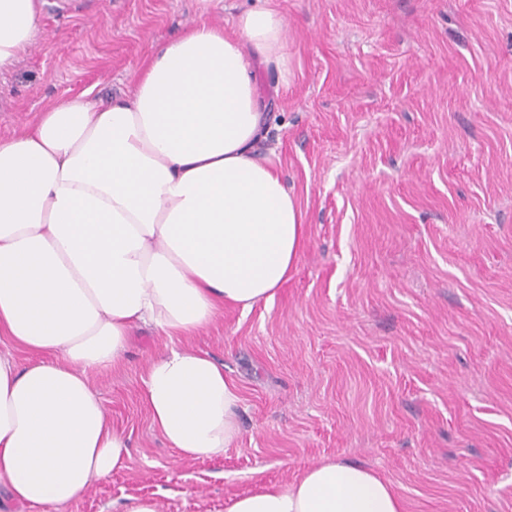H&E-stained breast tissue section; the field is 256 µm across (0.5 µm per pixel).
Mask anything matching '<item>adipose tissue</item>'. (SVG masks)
Returning a JSON list of instances; mask_svg holds the SVG:
<instances>
[{
  "label": "adipose tissue",
  "instance_id": "obj_1",
  "mask_svg": "<svg viewBox=\"0 0 512 512\" xmlns=\"http://www.w3.org/2000/svg\"><path fill=\"white\" fill-rule=\"evenodd\" d=\"M39 0H0V73L33 42ZM287 20L259 5L232 32L201 21L134 72L130 96L77 95L0 139V336L40 353L0 354V485L28 506L68 504L123 468L88 373L116 366L139 324L171 339L224 304L273 298L305 227L265 130L255 62L288 71ZM151 421L185 459L237 442L241 396L209 355L172 348L141 376ZM225 512H403L393 483L326 460Z\"/></svg>",
  "mask_w": 512,
  "mask_h": 512
}]
</instances>
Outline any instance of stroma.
<instances>
[{"instance_id":"1","label":"stroma","mask_w":512,"mask_h":512,"mask_svg":"<svg viewBox=\"0 0 512 512\" xmlns=\"http://www.w3.org/2000/svg\"><path fill=\"white\" fill-rule=\"evenodd\" d=\"M258 0H40L35 39L0 75V139L65 97L127 96L194 23L232 31ZM288 73L256 69L268 131L306 228L274 299L224 312L182 347L223 364L241 438L186 460L140 395L169 346L136 328L90 373L125 468L68 505L0 512H225L326 460L363 463L404 512H512V0H268Z\"/></svg>"}]
</instances>
